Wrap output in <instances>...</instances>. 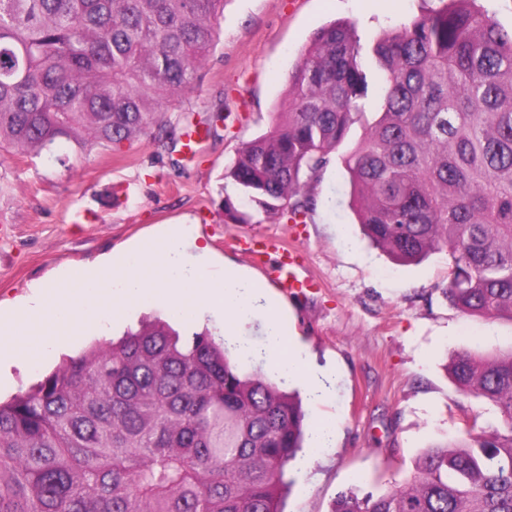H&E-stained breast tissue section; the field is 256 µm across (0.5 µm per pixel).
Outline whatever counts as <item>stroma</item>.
Listing matches in <instances>:
<instances>
[{"mask_svg":"<svg viewBox=\"0 0 512 512\" xmlns=\"http://www.w3.org/2000/svg\"><path fill=\"white\" fill-rule=\"evenodd\" d=\"M441 0H226L219 41L181 107L196 117L223 112L216 134L193 160L168 141L144 137L112 152L62 147L30 157L0 153V306L19 310L41 287L70 270L149 242L169 225L193 227L189 262L232 269L260 281L281 326L302 355L328 375L326 395L306 398L307 426L334 424L333 447L307 448L292 468L285 512H330L339 493H379L403 482L419 455L455 436L471 413L494 424L489 403L463 396L448 378L452 356L466 349H512V321L467 318L445 298L446 254L400 265L364 235L351 207L343 160L361 142L364 123L330 156L297 222L274 215L257 224L224 217V171L242 142L266 133L284 107L288 78L313 33L333 20L355 23L361 37L400 29ZM276 235L298 254L317 286L294 298L234 238ZM207 246L199 254V246ZM163 307H133L111 324L88 323L32 372L0 377V398L27 391L68 355L122 335ZM265 311L245 322L239 341L245 370L266 369Z\"/></svg>","mask_w":512,"mask_h":512,"instance_id":"obj_1","label":"stroma"}]
</instances>
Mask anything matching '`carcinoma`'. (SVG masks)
I'll use <instances>...</instances> for the list:
<instances>
[{"label": "carcinoma", "mask_w": 512, "mask_h": 512, "mask_svg": "<svg viewBox=\"0 0 512 512\" xmlns=\"http://www.w3.org/2000/svg\"><path fill=\"white\" fill-rule=\"evenodd\" d=\"M224 0H0V148L63 143L119 151L151 130L214 51ZM345 158L359 223L401 262L445 251L443 292L466 316L512 321V28L477 0H446L364 40L320 27L269 132L243 143L224 181L239 210L297 217L309 184L366 113ZM449 379L493 405L432 444L383 492H345L331 512H512V350L456 353ZM308 438L294 392L242 370L204 328L161 318L88 345L32 389L0 400V512H285Z\"/></svg>", "instance_id": "cac0c4a2"}]
</instances>
